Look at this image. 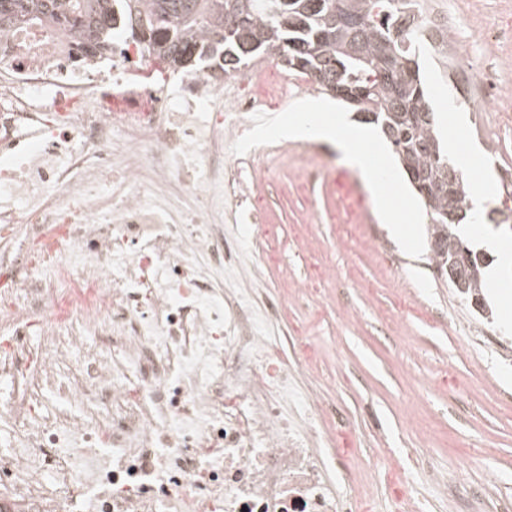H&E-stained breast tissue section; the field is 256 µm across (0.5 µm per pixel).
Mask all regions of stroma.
Segmentation results:
<instances>
[{
  "instance_id": "1",
  "label": "stroma",
  "mask_w": 512,
  "mask_h": 512,
  "mask_svg": "<svg viewBox=\"0 0 512 512\" xmlns=\"http://www.w3.org/2000/svg\"><path fill=\"white\" fill-rule=\"evenodd\" d=\"M432 24L450 29L446 53L421 63L422 77L443 133L460 129L475 150L471 172L497 185L512 170V111L491 112L486 98L512 95V0H426ZM467 74L487 69L490 84L474 81L460 104L448 80L447 54ZM344 111L342 102L295 87L254 113L242 137L224 140L227 159L243 161L239 198L266 196L264 232L235 225L244 260H255L241 285L263 288L284 307L283 332L305 343L302 369L317 394L348 415L326 457L346 456L364 512H394L405 485L430 512H456L448 492L457 479L484 498L512 500V329L500 323L487 295L477 317L439 276L426 248L427 216L413 218L411 189L392 151L366 154L384 166L385 191L403 214L401 235L380 216L372 191L335 145L289 139L282 130L295 113ZM267 264H258L259 255Z\"/></svg>"
}]
</instances>
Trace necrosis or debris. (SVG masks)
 I'll return each instance as SVG.
<instances>
[{
  "instance_id": "obj_1",
  "label": "necrosis or debris",
  "mask_w": 512,
  "mask_h": 512,
  "mask_svg": "<svg viewBox=\"0 0 512 512\" xmlns=\"http://www.w3.org/2000/svg\"><path fill=\"white\" fill-rule=\"evenodd\" d=\"M77 47L54 20L0 33V512H359L271 352L282 308L216 243L242 205L220 141L276 64L228 94Z\"/></svg>"
}]
</instances>
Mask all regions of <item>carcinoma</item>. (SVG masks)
<instances>
[{
    "instance_id": "obj_1",
    "label": "carcinoma",
    "mask_w": 512,
    "mask_h": 512,
    "mask_svg": "<svg viewBox=\"0 0 512 512\" xmlns=\"http://www.w3.org/2000/svg\"><path fill=\"white\" fill-rule=\"evenodd\" d=\"M39 17L73 30L92 58L127 36L173 70L213 66L227 77L270 58L315 91L358 92L359 120L380 129L425 208L430 261L464 300L484 306L485 262L459 229L465 182L420 75L419 51L446 46L449 32L421 26L420 0H0V32ZM488 215L511 224L512 195L491 200Z\"/></svg>"
}]
</instances>
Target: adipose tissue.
<instances>
[{"mask_svg": "<svg viewBox=\"0 0 512 512\" xmlns=\"http://www.w3.org/2000/svg\"><path fill=\"white\" fill-rule=\"evenodd\" d=\"M285 133L335 143L350 165L359 169L368 179L384 217L392 222L399 221V210L382 191L384 182L379 171L371 165L368 155L363 151L364 143L374 137L370 129L353 125L344 115L331 120L315 112H300Z\"/></svg>", "mask_w": 512, "mask_h": 512, "instance_id": "obj_1", "label": "adipose tissue"}]
</instances>
